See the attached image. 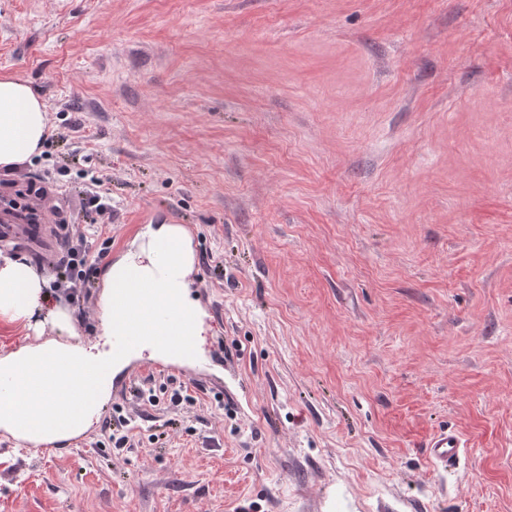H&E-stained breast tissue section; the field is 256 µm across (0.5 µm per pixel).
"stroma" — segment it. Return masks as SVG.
Returning <instances> with one entry per match:
<instances>
[{
    "mask_svg": "<svg viewBox=\"0 0 512 512\" xmlns=\"http://www.w3.org/2000/svg\"><path fill=\"white\" fill-rule=\"evenodd\" d=\"M0 74L50 118L0 225L182 224L208 314L121 455L0 431V512H512V0H0ZM464 447L461 436L448 430L437 432L426 445L428 458L444 469L457 461L460 448Z\"/></svg>",
    "mask_w": 512,
    "mask_h": 512,
    "instance_id": "35a3bbf8",
    "label": "stroma"
}]
</instances>
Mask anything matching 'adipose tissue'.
I'll use <instances>...</instances> for the list:
<instances>
[{
    "label": "adipose tissue",
    "mask_w": 512,
    "mask_h": 512,
    "mask_svg": "<svg viewBox=\"0 0 512 512\" xmlns=\"http://www.w3.org/2000/svg\"><path fill=\"white\" fill-rule=\"evenodd\" d=\"M49 130L45 103L23 78L0 74V169L39 155ZM197 263L185 227L166 220L143 225L127 248L102 272L99 319L114 335L123 322L120 301L175 316L185 335L204 330L206 313L190 286ZM0 319L51 326L56 338L0 355V430L39 448L86 432L107 398L90 384L86 369L120 371L128 358L114 349L75 341L72 317L54 299L39 267L24 256L0 251ZM77 391L78 403L65 400Z\"/></svg>",
    "instance_id": "obj_1"
}]
</instances>
